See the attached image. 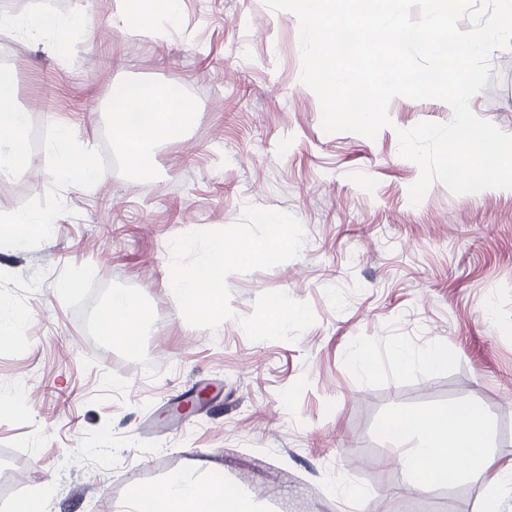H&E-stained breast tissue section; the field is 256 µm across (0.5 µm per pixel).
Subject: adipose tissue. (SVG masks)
Wrapping results in <instances>:
<instances>
[{
  "label": "adipose tissue",
  "instance_id": "1",
  "mask_svg": "<svg viewBox=\"0 0 512 512\" xmlns=\"http://www.w3.org/2000/svg\"><path fill=\"white\" fill-rule=\"evenodd\" d=\"M182 0H121L125 19L141 24L151 36L163 37L159 21L175 24ZM195 119L194 108L182 97L150 83L116 84L112 87V133L121 145L126 163L141 167L149 146L185 140ZM29 114L21 107L10 86L0 81V171L21 172L31 164L26 141ZM76 133L59 127L56 140L61 147L55 176L93 185L97 171L90 156L72 151ZM51 232L49 218L31 211L0 220V247L18 246L34 235ZM149 319L138 296L127 291L113 292L97 316L100 335L121 340L136 349ZM387 432L397 440L409 439L398 464L406 471L411 489L425 494L437 484L459 478L482 488L481 512H499L501 490L512 484V462L496 465L489 452V428L484 415L472 406H448L427 412L400 415L387 424ZM495 479H488L489 470ZM130 512H255L252 500L242 493L228 494L213 489L190 473H177L158 488L135 491Z\"/></svg>",
  "mask_w": 512,
  "mask_h": 512
}]
</instances>
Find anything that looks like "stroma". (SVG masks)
<instances>
[{
    "instance_id": "1",
    "label": "stroma",
    "mask_w": 512,
    "mask_h": 512,
    "mask_svg": "<svg viewBox=\"0 0 512 512\" xmlns=\"http://www.w3.org/2000/svg\"><path fill=\"white\" fill-rule=\"evenodd\" d=\"M5 14L82 31L14 36L0 59L40 133L35 178L0 182V216L53 219L50 236L0 250V308L22 315L20 342L0 349V398L15 404L0 413V512L28 497L45 512H124L134 490L190 469L258 512H480L466 481L410 491L385 431L398 413L473 404L493 457L512 461V189L456 195L436 182L414 204L420 170L399 153L397 130L449 121L447 103L393 98L373 139L325 132L301 80L298 19L264 0H183L162 38L125 24L118 0H14ZM120 82L197 109L187 138L141 171L122 162L105 110ZM470 107L512 134V50L493 53ZM65 124L96 161L93 188L55 178L49 143ZM248 205L292 214L304 245L228 276L235 318L190 326L170 242L230 226ZM70 279L78 288L60 290ZM116 290L152 315L133 353L96 329ZM275 290L309 302L315 322L294 342L251 341L238 319ZM400 344L416 357L405 371ZM433 346L447 369L424 364ZM348 484L373 500L346 496Z\"/></svg>"
}]
</instances>
